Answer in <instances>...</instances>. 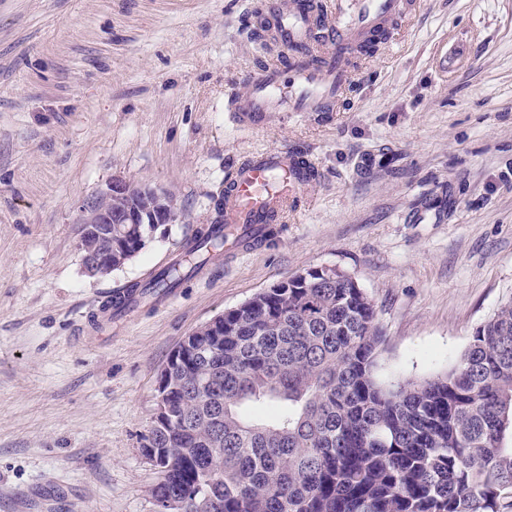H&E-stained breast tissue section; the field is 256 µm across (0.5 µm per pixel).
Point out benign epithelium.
Returning a JSON list of instances; mask_svg holds the SVG:
<instances>
[{
  "mask_svg": "<svg viewBox=\"0 0 512 512\" xmlns=\"http://www.w3.org/2000/svg\"><path fill=\"white\" fill-rule=\"evenodd\" d=\"M142 193L143 202L140 209L129 214L127 224H171L177 219V211L172 200L164 193L150 187H135L123 180H114L106 193L105 203L91 211L85 220L87 224H103V232H94L92 237L106 242L107 251L90 242H79L82 264L85 272L95 277L112 269V200L128 195L133 189Z\"/></svg>",
  "mask_w": 512,
  "mask_h": 512,
  "instance_id": "1",
  "label": "benign epithelium"
}]
</instances>
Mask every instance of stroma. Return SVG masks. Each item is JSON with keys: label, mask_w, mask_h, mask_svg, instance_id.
Returning a JSON list of instances; mask_svg holds the SVG:
<instances>
[{"label": "stroma", "mask_w": 512, "mask_h": 512, "mask_svg": "<svg viewBox=\"0 0 512 512\" xmlns=\"http://www.w3.org/2000/svg\"><path fill=\"white\" fill-rule=\"evenodd\" d=\"M259 0H0V512H155L143 437L189 334L314 268L353 277L383 377L446 370L512 301V0H420L337 112L239 128L227 95L277 50ZM288 143L318 168L265 246L162 304L106 315L214 223L233 165ZM177 220L111 276L78 249L112 180Z\"/></svg>", "instance_id": "1"}]
</instances>
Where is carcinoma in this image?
Wrapping results in <instances>:
<instances>
[{
    "instance_id": "obj_1",
    "label": "carcinoma",
    "mask_w": 512,
    "mask_h": 512,
    "mask_svg": "<svg viewBox=\"0 0 512 512\" xmlns=\"http://www.w3.org/2000/svg\"><path fill=\"white\" fill-rule=\"evenodd\" d=\"M198 231L192 264L132 290L173 288L224 246ZM112 257L142 249L127 224ZM375 307L357 281L309 269L188 337L160 373L165 419L142 448L170 512H512V301L446 371L385 381Z\"/></svg>"
}]
</instances>
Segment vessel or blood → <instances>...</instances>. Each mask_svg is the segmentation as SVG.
Listing matches in <instances>:
<instances>
[{"label":"vessel or blood","mask_w":512,"mask_h":512,"mask_svg":"<svg viewBox=\"0 0 512 512\" xmlns=\"http://www.w3.org/2000/svg\"><path fill=\"white\" fill-rule=\"evenodd\" d=\"M419 0H347L326 13L322 0H264L261 21L280 57L242 78L244 90L228 109L259 126L270 112H332L356 79L353 62L374 41L390 40ZM314 167L285 144L233 167L226 180L223 222L231 238L226 253L261 244L268 225L279 224Z\"/></svg>","instance_id":"b4317fda"}]
</instances>
